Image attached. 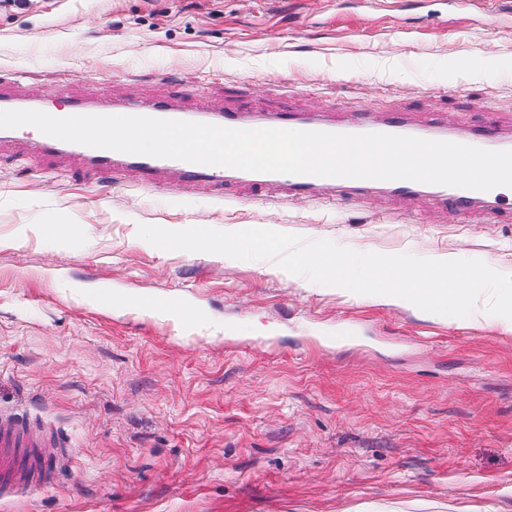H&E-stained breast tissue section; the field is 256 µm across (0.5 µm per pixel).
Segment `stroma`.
I'll return each mask as SVG.
<instances>
[{"label": "stroma", "mask_w": 512, "mask_h": 512, "mask_svg": "<svg viewBox=\"0 0 512 512\" xmlns=\"http://www.w3.org/2000/svg\"><path fill=\"white\" fill-rule=\"evenodd\" d=\"M0 79L57 108L440 113L512 130V0H0ZM488 104L480 112L474 102ZM73 226L67 238L55 225ZM142 224L266 228L512 269V223L99 183L0 139V420L53 479L0 512H512V323L313 288L265 260L167 251ZM180 295L206 328L113 297Z\"/></svg>", "instance_id": "35a3bbf8"}]
</instances>
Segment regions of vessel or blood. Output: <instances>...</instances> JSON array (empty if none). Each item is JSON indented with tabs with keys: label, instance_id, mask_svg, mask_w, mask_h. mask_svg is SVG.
<instances>
[{
	"label": "vessel or blood",
	"instance_id": "1",
	"mask_svg": "<svg viewBox=\"0 0 512 512\" xmlns=\"http://www.w3.org/2000/svg\"><path fill=\"white\" fill-rule=\"evenodd\" d=\"M68 115L144 116L167 120L206 123L221 127L247 129H288L331 134H392L427 140L448 141L487 150H512V140L503 136L495 125L448 130L439 116L420 122L411 121L403 112H349L342 120L313 116L303 112L273 111L258 114L238 107L223 109L183 106L178 96H167L150 102H126L96 108L80 98L67 100ZM41 156L65 163H75L93 176L118 182L134 178L144 188L157 187L163 180L174 184H204L215 192L233 188L240 192H275L288 202L321 201L359 203L379 194L396 201L431 197L441 211L467 219L478 214L486 222L496 224L512 219V188L497 187L489 191L421 183L407 179L379 180L367 178L322 177L254 172L223 166L190 163L177 159L157 158L109 149L93 148L62 141L46 134L37 136ZM33 444L22 418L0 424V500L13 498L30 488L28 478L32 465H39L43 475H51L55 462L45 457L33 462L27 453Z\"/></svg>",
	"mask_w": 512,
	"mask_h": 512
}]
</instances>
